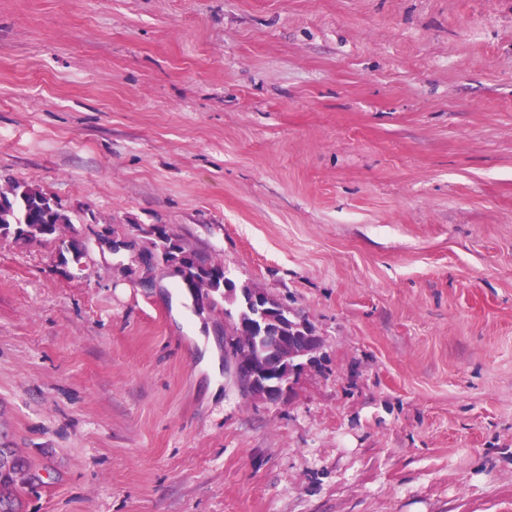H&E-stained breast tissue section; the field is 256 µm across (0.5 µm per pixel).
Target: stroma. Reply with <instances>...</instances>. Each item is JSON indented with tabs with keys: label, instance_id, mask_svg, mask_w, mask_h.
Masks as SVG:
<instances>
[{
	"label": "stroma",
	"instance_id": "1",
	"mask_svg": "<svg viewBox=\"0 0 512 512\" xmlns=\"http://www.w3.org/2000/svg\"><path fill=\"white\" fill-rule=\"evenodd\" d=\"M165 225L323 341L275 403L132 255L0 238L24 512H512V0H0V188Z\"/></svg>",
	"mask_w": 512,
	"mask_h": 512
}]
</instances>
